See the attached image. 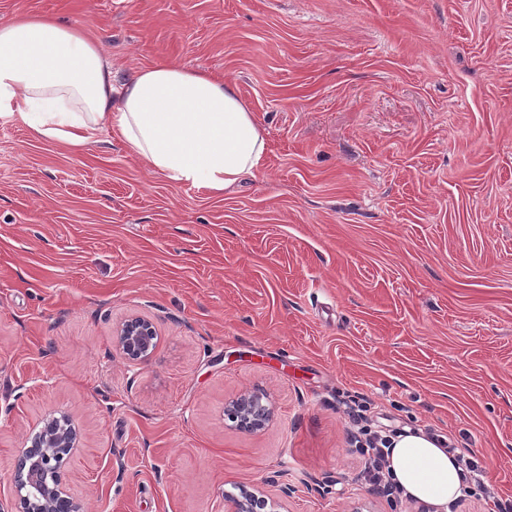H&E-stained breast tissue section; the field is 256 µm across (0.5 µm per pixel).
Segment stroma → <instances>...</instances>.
I'll list each match as a JSON object with an SVG mask.
<instances>
[{
    "mask_svg": "<svg viewBox=\"0 0 512 512\" xmlns=\"http://www.w3.org/2000/svg\"><path fill=\"white\" fill-rule=\"evenodd\" d=\"M26 13L87 28L122 75L234 81L268 152L213 196L110 132L75 154L0 123V505L57 417L85 512H224L244 488L425 512L358 482L342 394L512 499V0H0V24ZM130 315L159 336L137 366L112 340ZM245 392L265 429L225 416ZM225 415L237 423L240 430L257 432L263 430L273 418V410L262 403L258 394L246 392L225 407Z\"/></svg>",
    "mask_w": 512,
    "mask_h": 512,
    "instance_id": "35a3bbf8",
    "label": "stroma"
}]
</instances>
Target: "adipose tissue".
Wrapping results in <instances>:
<instances>
[{
  "label": "adipose tissue",
  "mask_w": 512,
  "mask_h": 512,
  "mask_svg": "<svg viewBox=\"0 0 512 512\" xmlns=\"http://www.w3.org/2000/svg\"><path fill=\"white\" fill-rule=\"evenodd\" d=\"M73 152L112 131L147 170L219 195L264 166L267 140L234 82L174 62L117 83L81 26L51 15L0 25V122ZM390 469L405 495L448 506L466 487L456 453L423 433L392 437Z\"/></svg>",
  "instance_id": "ef3b65f1"
}]
</instances>
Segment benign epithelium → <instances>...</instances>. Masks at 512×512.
<instances>
[{
    "label": "benign epithelium",
    "instance_id": "7a95c632",
    "mask_svg": "<svg viewBox=\"0 0 512 512\" xmlns=\"http://www.w3.org/2000/svg\"><path fill=\"white\" fill-rule=\"evenodd\" d=\"M113 343L132 365L145 363L158 342L153 324L130 316L113 329ZM225 415L240 430L257 432L273 418V410L259 395L246 392L225 407ZM78 433L50 417L44 420L30 445L15 458L16 503L14 512H83V505L62 480V472L77 447ZM270 498L245 490L238 497L224 498V512H269Z\"/></svg>",
    "mask_w": 512,
    "mask_h": 512
}]
</instances>
